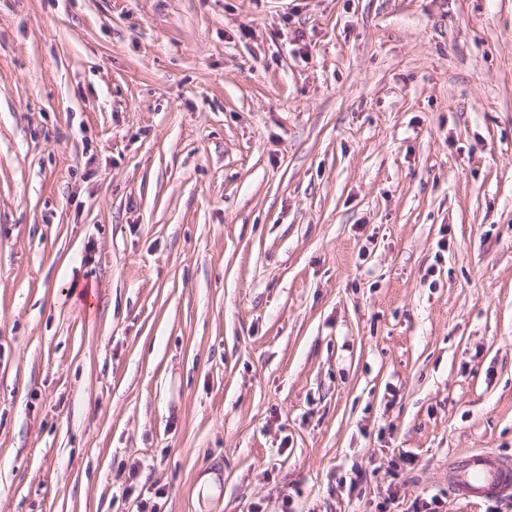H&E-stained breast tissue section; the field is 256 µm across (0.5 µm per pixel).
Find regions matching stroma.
<instances>
[{"label": "stroma", "mask_w": 512, "mask_h": 512, "mask_svg": "<svg viewBox=\"0 0 512 512\" xmlns=\"http://www.w3.org/2000/svg\"><path fill=\"white\" fill-rule=\"evenodd\" d=\"M482 450L512 0H0V512H512ZM448 484L465 499L512 495V466L491 451L459 456L450 464Z\"/></svg>", "instance_id": "obj_1"}]
</instances>
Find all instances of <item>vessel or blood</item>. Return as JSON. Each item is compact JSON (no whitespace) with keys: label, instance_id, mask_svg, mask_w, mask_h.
Returning a JSON list of instances; mask_svg holds the SVG:
<instances>
[{"label":"vessel or blood","instance_id":"b4317fda","mask_svg":"<svg viewBox=\"0 0 512 512\" xmlns=\"http://www.w3.org/2000/svg\"><path fill=\"white\" fill-rule=\"evenodd\" d=\"M448 483L465 499L512 495V463L490 451L459 456L449 467Z\"/></svg>","mask_w":512,"mask_h":512}]
</instances>
